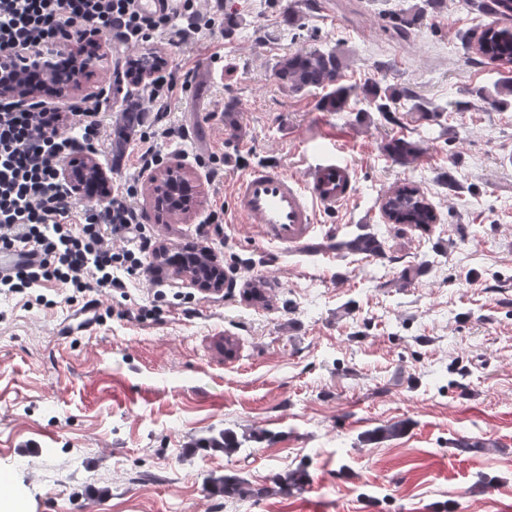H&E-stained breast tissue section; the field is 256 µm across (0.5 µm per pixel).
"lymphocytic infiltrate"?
<instances>
[{
    "mask_svg": "<svg viewBox=\"0 0 512 512\" xmlns=\"http://www.w3.org/2000/svg\"><path fill=\"white\" fill-rule=\"evenodd\" d=\"M78 25L136 45L157 34L211 30L216 19L202 17L194 0H179L160 13L142 11L137 0H0V61L19 50L58 47L64 33ZM193 75L187 68L178 78L162 68L148 83V100L169 111L173 97L189 90ZM101 125L94 112L66 126L57 113L0 98V249L22 245L40 255L38 264L0 278L1 295L52 280L82 289L91 278L98 287L121 288L126 279L148 277L140 256L152 240L140 232L138 215L127 202L136 185L115 191L111 206L81 209V223L68 221L78 206L57 178L56 162L77 150L96 152ZM131 232L137 235L134 247L111 248L109 236Z\"/></svg>",
    "mask_w": 512,
    "mask_h": 512,
    "instance_id": "f902f5d3",
    "label": "lymphocytic infiltrate"
}]
</instances>
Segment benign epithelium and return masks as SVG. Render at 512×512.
<instances>
[{"mask_svg": "<svg viewBox=\"0 0 512 512\" xmlns=\"http://www.w3.org/2000/svg\"><path fill=\"white\" fill-rule=\"evenodd\" d=\"M78 47L70 52L72 68L61 74L56 56L44 52H22L15 56L14 63H5V73L0 74V97L12 98L39 110L46 108L44 95L51 91L57 98L72 99L78 95L96 98L100 92L85 86L83 78L91 72L100 59L102 37L87 31L78 36L65 35L63 48L69 49L71 42ZM58 173L83 203L93 206L112 198L109 182L95 158L80 151L58 161ZM194 173L181 160L170 162L148 175L152 185L153 207L157 211H168L170 198L177 194L183 182L194 183ZM212 274L203 277L196 270L180 263L171 264V283L198 288L207 294L224 291V268L210 261Z\"/></svg>", "mask_w": 512, "mask_h": 512, "instance_id": "7a95c632", "label": "benign epithelium"}]
</instances>
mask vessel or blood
I'll return each instance as SVG.
<instances>
[{
  "instance_id": "obj_1",
  "label": "vessel or blood",
  "mask_w": 512,
  "mask_h": 512,
  "mask_svg": "<svg viewBox=\"0 0 512 512\" xmlns=\"http://www.w3.org/2000/svg\"><path fill=\"white\" fill-rule=\"evenodd\" d=\"M356 188L353 166L329 150L297 177L273 162L248 168L234 182L232 209L241 222L257 225L267 244L296 248L320 232V214L349 203ZM37 259L26 247L0 250V277Z\"/></svg>"
}]
</instances>
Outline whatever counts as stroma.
Here are the masks:
<instances>
[{
    "label": "stroma",
    "instance_id": "35a3bbf8",
    "mask_svg": "<svg viewBox=\"0 0 512 512\" xmlns=\"http://www.w3.org/2000/svg\"><path fill=\"white\" fill-rule=\"evenodd\" d=\"M418 0H224L230 36L192 33L117 46L104 37L89 76L103 113L96 161L111 186L138 181L136 211L148 207L137 148L113 151L127 98L146 118L142 88L117 90L130 60L155 52L195 68L190 90L164 123L185 138L159 139L163 162L184 159L200 185L190 218L147 225L156 248L191 244L224 267L231 288L206 295L174 288L165 275L126 291H79L44 282L0 294V472L26 512H501L512 505V107L476 96L512 82V67L468 45L497 15L465 0L425 12L410 39L393 17ZM297 11L302 28L285 24ZM328 44L344 83L402 85L441 108L434 120L403 112H326L318 91L295 92L273 75L283 55ZM235 102V126L223 118ZM464 110H457V103ZM214 113L199 128L194 111ZM416 143L410 164L383 150ZM337 150L358 174L357 192L322 216L311 244L265 243L229 213L234 179L274 161L297 176L305 160ZM224 157L210 180L199 160ZM409 181L433 204L437 224L420 232L389 224L380 199ZM225 208L224 221L206 223ZM359 234L382 240L380 256L339 254L330 245ZM264 279L268 304L247 299ZM95 324L75 336L60 325L88 301ZM406 422L397 436L378 428ZM228 430L233 457L201 447ZM481 436L479 447L462 442ZM305 467L309 481L284 492L279 478ZM234 471L236 499L211 496L208 480Z\"/></svg>",
    "mask_w": 512,
    "mask_h": 512
}]
</instances>
